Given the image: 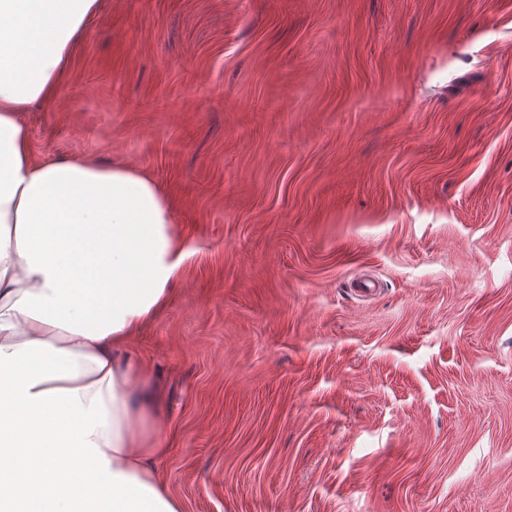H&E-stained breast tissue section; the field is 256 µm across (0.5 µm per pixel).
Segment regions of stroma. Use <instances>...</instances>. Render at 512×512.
Here are the masks:
<instances>
[{"label":"stroma","mask_w":512,"mask_h":512,"mask_svg":"<svg viewBox=\"0 0 512 512\" xmlns=\"http://www.w3.org/2000/svg\"><path fill=\"white\" fill-rule=\"evenodd\" d=\"M22 120L191 246L130 342L182 512H512V0H100Z\"/></svg>","instance_id":"1"}]
</instances>
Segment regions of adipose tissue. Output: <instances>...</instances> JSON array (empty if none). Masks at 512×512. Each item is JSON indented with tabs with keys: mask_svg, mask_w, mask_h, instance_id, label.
I'll return each mask as SVG.
<instances>
[{
	"mask_svg": "<svg viewBox=\"0 0 512 512\" xmlns=\"http://www.w3.org/2000/svg\"><path fill=\"white\" fill-rule=\"evenodd\" d=\"M98 0H0V512H181L128 342L190 252L157 183L34 158L22 112L53 99Z\"/></svg>",
	"mask_w": 512,
	"mask_h": 512,
	"instance_id": "obj_1",
	"label": "adipose tissue"
}]
</instances>
